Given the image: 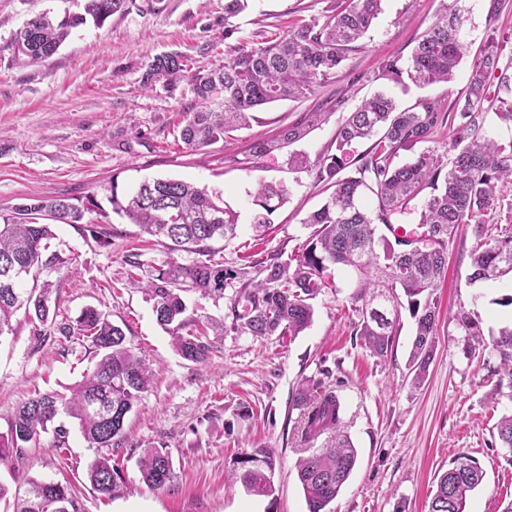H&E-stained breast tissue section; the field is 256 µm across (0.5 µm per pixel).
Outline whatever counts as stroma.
I'll list each match as a JSON object with an SVG mask.
<instances>
[{
    "mask_svg": "<svg viewBox=\"0 0 512 512\" xmlns=\"http://www.w3.org/2000/svg\"><path fill=\"white\" fill-rule=\"evenodd\" d=\"M336 0H250L224 35V0H128L125 12L103 26L72 29L58 53L26 62L14 37L43 12L63 13L70 0H0V210L28 198L105 196L111 183L127 190L145 177H172L220 194L239 214L235 239L221 243L216 261L247 266L279 254L290 257L308 238L304 218L324 202L317 163L336 147L338 126L363 99L383 91L399 108L419 99L452 107L464 97L472 61L489 27L504 42L502 63L512 62V0L489 20V0H460L465 11L466 53L447 83L401 88L377 80L383 62L409 57L436 13L453 0H384L382 12L358 48L350 51L335 82L299 100L255 110L248 127L192 152L178 145L183 110L194 97L188 82L144 87L142 75L157 56L178 52L189 68L222 66L240 46L282 34L289 23L320 14ZM351 97L333 110L342 92ZM313 112L321 119L304 137L254 155L255 144ZM306 168H292L293 156ZM284 182L288 201L271 217L265 236L252 224V194L260 182ZM104 224L109 245L92 239L88 225ZM60 268L41 272L51 281L53 320L37 336L23 314L12 333L0 336V433L16 407L35 391L66 392L92 370L97 357L76 321L94 308L119 325L153 370L154 380L128 414L124 436L112 443V460L129 487L116 498L96 492L87 479L98 456L77 423L65 419V445L54 433L21 458L0 463V484L27 481L71 484L78 512H307L295 463L315 450L303 443L301 410L293 398L302 383L334 390L343 425L358 453L357 466L332 503V512H427L436 476L459 456L483 472L466 512H502L512 501V451L502 447L496 425L512 413V399L491 398L494 358L467 356L455 312L475 314L484 342L512 324V309L499 305L512 280L469 282L472 227L460 225L448 245V274L434 292L437 338L426 381L413 387L408 356L414 321L401 313L393 350L379 359L354 332L358 317L350 296L355 277L330 267V288L314 300L311 325L295 337H255L225 325L211 337L202 363L183 359L156 322L145 285L169 261L164 248L146 241L136 225L117 215L86 214L80 224H53ZM140 255L141 267L130 265ZM262 445L276 453L274 496L257 498L236 480L237 461ZM156 448L171 458L174 478L163 488L141 479L138 460Z\"/></svg>",
    "mask_w": 512,
    "mask_h": 512,
    "instance_id": "1",
    "label": "stroma"
}]
</instances>
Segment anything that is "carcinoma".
<instances>
[{
	"label": "carcinoma",
	"instance_id": "carcinoma-1",
	"mask_svg": "<svg viewBox=\"0 0 512 512\" xmlns=\"http://www.w3.org/2000/svg\"><path fill=\"white\" fill-rule=\"evenodd\" d=\"M383 0H340L326 14L299 19L279 37L240 48L224 58V66L185 75V57L177 52L159 56L142 75L144 86L163 79L173 85L189 79L195 104L185 111L180 130L186 148L197 150L223 140L253 119L252 112L273 102L305 97L336 77L347 59L382 12ZM455 4L427 26L410 57L386 61L380 78L416 85L449 82L462 61L464 9ZM127 0H84L83 12L52 18L41 14L17 33V53L31 63L55 55L71 29L92 20L101 26L110 16L125 11ZM248 7V0H224V39L235 33L231 19ZM499 80L498 98L502 119L512 120V75L500 65V41L488 33L483 51L470 68L468 90L444 110L435 100H424L412 109H399L395 101L376 94L364 100L338 128L336 153L319 161L317 181L329 191L325 202L303 220L312 229L298 254L286 261L273 259L256 270L226 268L214 263V243L237 236L239 215L224 204L219 194L175 178H154L131 191L118 189L112 180L108 202L112 212L126 218L140 231L155 238L167 252L195 255L188 263L168 261L156 269L148 291L154 300L157 323L173 338L182 358L203 362L208 358V331L224 333V321L202 322L187 315L183 293L194 291L203 298L219 300L233 290L232 325L257 337L296 336L311 324L312 300L326 287L325 272L342 267L356 276L351 296L359 320L356 335L376 358L393 350L400 310L414 319L415 334L408 367L412 384L426 379L436 343L434 288L448 271V242L461 224L473 225L480 240L471 252L470 282L496 281L512 275V228L491 235L481 216L494 208L501 188L512 184V145L505 147L482 135L479 122L492 76ZM460 119L459 134L452 143L454 154L445 162L433 149L412 161L397 163L401 151L433 141L448 124ZM377 137L373 147L353 159L345 146L359 139ZM281 183H261L252 205L255 228L271 224L272 215L287 199ZM422 198L419 234H401L392 222L413 199ZM101 209L96 195L35 199L0 211V336L13 331L12 319L22 310L41 334L51 316V283L26 288L11 280L19 268L37 280L42 270L66 263L61 254L49 251L53 237L47 216L62 224H78L84 214ZM464 331L469 355L483 342L480 324L464 310L455 315ZM77 329L89 339L98 357L92 371L69 388V394L36 393L23 401L0 433V462L18 458L23 449L39 445L53 427L58 443L67 430L56 424L64 414L78 421L85 440L95 448H110L123 435L128 414L142 400L151 373L133 351L124 331L95 309L85 310ZM498 360L492 393L512 399V327L499 330L490 350ZM294 405L303 409L302 438L313 441L330 434L325 446L297 462L307 512H330L333 502L351 477L358 461L351 438L341 430L343 405L331 390L320 385L305 387ZM503 447L512 451V414L497 426ZM274 451L256 446L241 459L238 479L255 496L271 497ZM142 481L162 488L173 479L169 456L158 449L146 451L139 460ZM88 478L99 493L116 497L124 487L112 455H102L89 466ZM482 482L473 462L454 461L439 477L428 512H465L466 493ZM14 512H77L75 497L61 483L29 481L15 491Z\"/></svg>",
	"mask_w": 512,
	"mask_h": 512
}]
</instances>
